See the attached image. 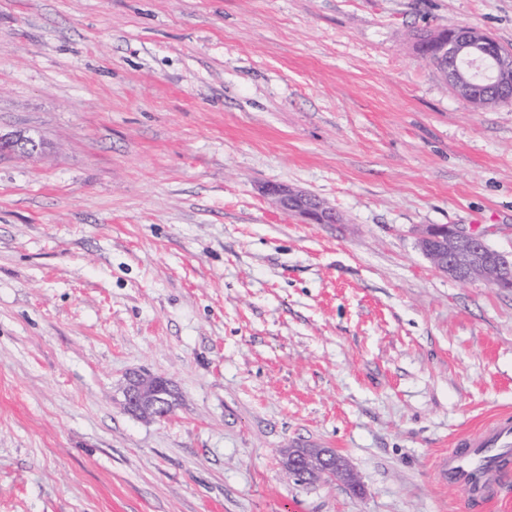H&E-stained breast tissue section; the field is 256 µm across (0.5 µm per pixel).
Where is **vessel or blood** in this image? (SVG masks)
I'll return each mask as SVG.
<instances>
[{
	"label": "vessel or blood",
	"mask_w": 512,
	"mask_h": 512,
	"mask_svg": "<svg viewBox=\"0 0 512 512\" xmlns=\"http://www.w3.org/2000/svg\"><path fill=\"white\" fill-rule=\"evenodd\" d=\"M436 469L442 484L462 491L474 512H488L501 495L503 475L512 471V414L457 437Z\"/></svg>",
	"instance_id": "b4317fda"
}]
</instances>
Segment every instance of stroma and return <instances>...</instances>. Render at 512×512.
I'll list each match as a JSON object with an SVG mask.
<instances>
[{"instance_id": "obj_1", "label": "stroma", "mask_w": 512, "mask_h": 512, "mask_svg": "<svg viewBox=\"0 0 512 512\" xmlns=\"http://www.w3.org/2000/svg\"><path fill=\"white\" fill-rule=\"evenodd\" d=\"M461 25L512 49V0H0V132L46 146L0 155V512H464L434 461L512 408V291L415 232L512 253V104L417 53ZM261 192L276 201L283 209L316 224H336V212L320 199L303 189L285 184L268 183ZM486 230L461 224H431L417 234V246L433 266L465 283L512 289V253L494 249ZM171 384L163 376L133 374L124 388L123 409L133 417L152 420L171 415L177 402ZM283 456L284 467L295 480L325 479L356 485L348 463L333 448H307L306 451L289 448Z\"/></svg>"}]
</instances>
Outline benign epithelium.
<instances>
[{
	"instance_id": "7a95c632",
	"label": "benign epithelium",
	"mask_w": 512,
	"mask_h": 512,
	"mask_svg": "<svg viewBox=\"0 0 512 512\" xmlns=\"http://www.w3.org/2000/svg\"><path fill=\"white\" fill-rule=\"evenodd\" d=\"M421 55L434 62L445 60L443 72L449 88L475 108L490 101L512 104V50L505 49L485 29L466 25L448 33L435 32L431 48ZM42 152L32 136L1 135L0 154ZM261 192L283 209L316 224L337 223L336 212L313 194L285 184L268 183ZM417 246L433 266L446 276L465 283L512 289V253L494 249L486 231L461 224H431L417 234ZM177 402L163 376L134 374L124 388L123 409L133 417L152 420L171 415ZM284 467L296 480H331L351 486L356 480L346 460L332 448H290L283 453Z\"/></svg>"
}]
</instances>
